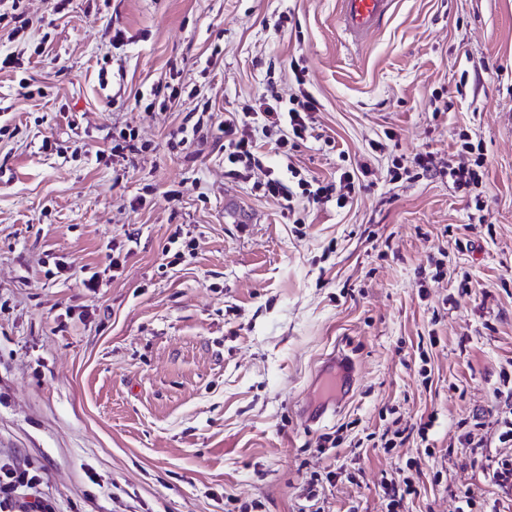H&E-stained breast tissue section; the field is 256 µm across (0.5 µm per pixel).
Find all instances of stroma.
<instances>
[{"label": "stroma", "instance_id": "35a3bbf8", "mask_svg": "<svg viewBox=\"0 0 512 512\" xmlns=\"http://www.w3.org/2000/svg\"><path fill=\"white\" fill-rule=\"evenodd\" d=\"M53 6L26 0L34 28L0 38L25 63L0 72V462L41 464L53 512H387L407 475L401 512H512L491 480L512 459V0H394L360 46L339 0ZM301 90L311 134L250 175L179 143L200 108ZM116 128L147 146L120 172ZM465 140L485 154L469 194L391 180ZM363 161L346 207L294 188L298 224L260 187ZM336 349L353 396L307 424ZM384 495L388 501L387 507L389 512H397L401 508L402 503L407 495L413 491L412 481L409 477L402 479H386L382 482Z\"/></svg>", "mask_w": 512, "mask_h": 512}]
</instances>
